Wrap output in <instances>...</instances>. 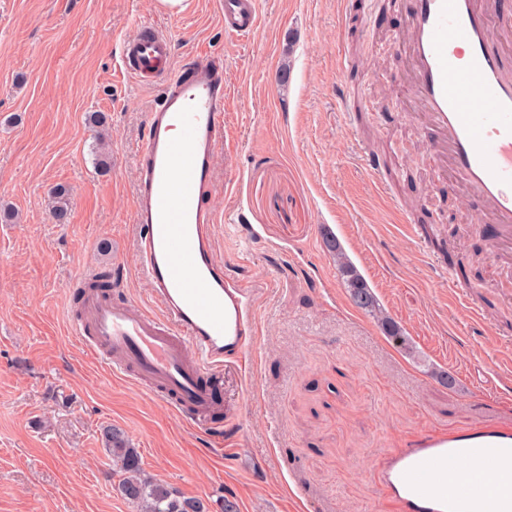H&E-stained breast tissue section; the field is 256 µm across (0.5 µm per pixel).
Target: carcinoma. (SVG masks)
Segmentation results:
<instances>
[{
	"label": "carcinoma",
	"instance_id": "cac0c4a2",
	"mask_svg": "<svg viewBox=\"0 0 512 512\" xmlns=\"http://www.w3.org/2000/svg\"><path fill=\"white\" fill-rule=\"evenodd\" d=\"M53 198L56 199V205L53 206L54 219L63 223L67 217V193L58 188L54 190ZM325 242L328 251L336 258L339 272L352 299L361 303L360 309L370 314L380 312L375 295L346 259L336 238L329 234L325 236ZM378 321L385 334L396 341L406 355H415L410 341L395 322L384 316L378 318ZM103 438L115 465L114 473L119 477L117 490L137 506L138 512H208L201 500L185 498L170 486L144 477L140 453L130 445L122 431L107 427L103 429Z\"/></svg>",
	"mask_w": 512,
	"mask_h": 512
}]
</instances>
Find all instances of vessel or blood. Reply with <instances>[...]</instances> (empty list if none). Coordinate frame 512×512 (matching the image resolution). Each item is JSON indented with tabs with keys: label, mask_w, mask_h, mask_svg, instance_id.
I'll return each instance as SVG.
<instances>
[{
	"label": "vessel or blood",
	"mask_w": 512,
	"mask_h": 512,
	"mask_svg": "<svg viewBox=\"0 0 512 512\" xmlns=\"http://www.w3.org/2000/svg\"><path fill=\"white\" fill-rule=\"evenodd\" d=\"M410 97L426 113L431 145L479 205L478 226L512 240V54L499 38L512 10L492 19L482 0H406ZM259 27L258 0H224V32ZM170 38L139 23L120 58L135 81L161 74L163 91L147 116L138 160L137 249L154 309L91 298L73 324L97 362L133 378L177 411L208 415L213 377L253 347L248 288L230 281L215 257V215L203 197L224 142V63L197 56L170 68ZM478 469L456 474L458 459ZM512 477V427L484 426L418 439L379 473L403 512H483L485 470Z\"/></svg>",
	"instance_id": "vessel-or-blood-1"
}]
</instances>
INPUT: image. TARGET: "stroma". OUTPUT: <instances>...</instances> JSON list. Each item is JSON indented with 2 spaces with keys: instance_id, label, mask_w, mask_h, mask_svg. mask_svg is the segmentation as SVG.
Here are the masks:
<instances>
[{
  "instance_id": "obj_1",
  "label": "stroma",
  "mask_w": 512,
  "mask_h": 512,
  "mask_svg": "<svg viewBox=\"0 0 512 512\" xmlns=\"http://www.w3.org/2000/svg\"><path fill=\"white\" fill-rule=\"evenodd\" d=\"M187 3L0 0V204L16 213L0 222V512H136L115 487L107 426L147 477L209 512L228 500L237 512H401L377 480L387 454L512 423V293L493 285L486 233L464 231L476 202L437 182L430 135L402 105L405 0H259V29L239 40L224 34V0ZM140 21L171 34V64L203 48L224 62V144L205 196L224 272L253 299L256 346L245 367H224L201 422L113 377L66 318L85 271H111L113 297L150 305L136 167L162 85L128 78L120 60ZM346 92L358 115L339 107ZM91 112L106 125H89ZM59 185L62 224L50 212ZM416 198L445 250L423 253L405 233ZM237 210L239 231L225 222ZM328 233L416 357L353 303Z\"/></svg>"
}]
</instances>
